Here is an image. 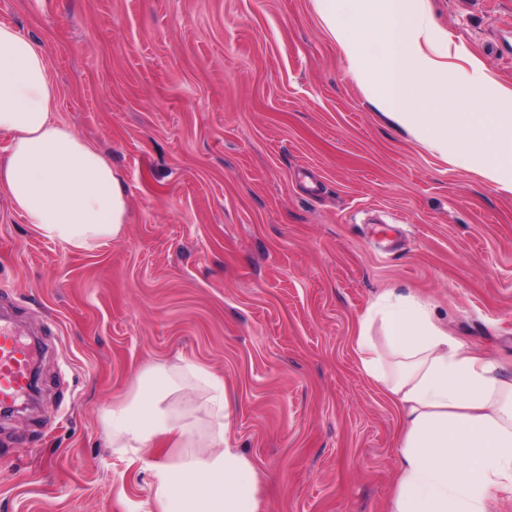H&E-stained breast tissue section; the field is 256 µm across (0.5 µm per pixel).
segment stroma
I'll return each instance as SVG.
<instances>
[{
	"instance_id": "35a3bbf8",
	"label": "stroma",
	"mask_w": 512,
	"mask_h": 512,
	"mask_svg": "<svg viewBox=\"0 0 512 512\" xmlns=\"http://www.w3.org/2000/svg\"><path fill=\"white\" fill-rule=\"evenodd\" d=\"M470 109L512 110V0H424ZM51 50L58 120L120 173L129 216L92 251L0 190V311L39 345L0 414V512H156L105 415L152 367L224 379L263 512H388L399 410L358 321L393 288L512 373V193L388 119L313 0H0Z\"/></svg>"
}]
</instances>
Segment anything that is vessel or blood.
<instances>
[{"label":"vessel or blood","instance_id":"obj_1","mask_svg":"<svg viewBox=\"0 0 512 512\" xmlns=\"http://www.w3.org/2000/svg\"><path fill=\"white\" fill-rule=\"evenodd\" d=\"M33 348L5 318H0V408L10 409L28 396L33 380Z\"/></svg>","mask_w":512,"mask_h":512}]
</instances>
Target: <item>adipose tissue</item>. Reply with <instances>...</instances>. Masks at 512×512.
I'll use <instances>...</instances> for the list:
<instances>
[{
	"mask_svg": "<svg viewBox=\"0 0 512 512\" xmlns=\"http://www.w3.org/2000/svg\"><path fill=\"white\" fill-rule=\"evenodd\" d=\"M51 50L0 25V189L41 237L79 250L119 238L128 198L111 160L55 116ZM361 369L400 413L398 470L390 512H486L493 492L512 491V380L433 320L429 304L388 291L359 321ZM202 390L201 404L187 403ZM185 399L173 407L171 397ZM223 382L194 365L157 369L106 418L112 446L150 455L157 512H260L261 479L230 447ZM175 437L184 453L165 461Z\"/></svg>",
	"mask_w": 512,
	"mask_h": 512,
	"instance_id": "1",
	"label": "adipose tissue"
}]
</instances>
